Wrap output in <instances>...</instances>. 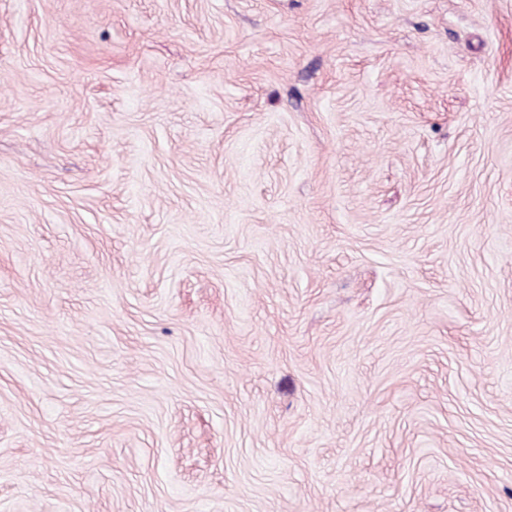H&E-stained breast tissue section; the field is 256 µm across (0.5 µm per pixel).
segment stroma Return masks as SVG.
<instances>
[{
  "label": "stroma",
  "instance_id": "1",
  "mask_svg": "<svg viewBox=\"0 0 512 512\" xmlns=\"http://www.w3.org/2000/svg\"><path fill=\"white\" fill-rule=\"evenodd\" d=\"M0 512H512V0H0Z\"/></svg>",
  "mask_w": 512,
  "mask_h": 512
}]
</instances>
